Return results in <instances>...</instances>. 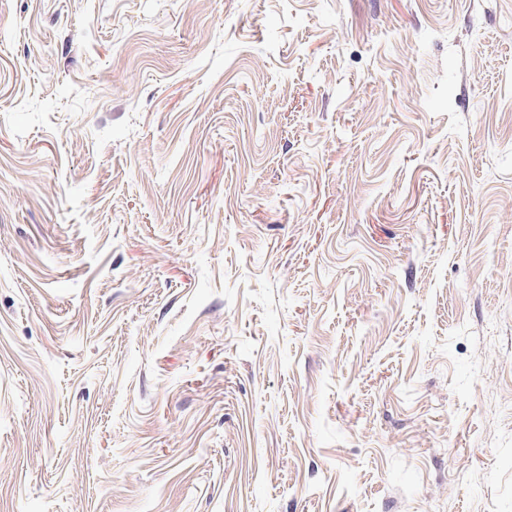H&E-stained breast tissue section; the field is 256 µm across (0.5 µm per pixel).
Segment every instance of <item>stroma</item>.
Listing matches in <instances>:
<instances>
[{
  "label": "stroma",
  "mask_w": 512,
  "mask_h": 512,
  "mask_svg": "<svg viewBox=\"0 0 512 512\" xmlns=\"http://www.w3.org/2000/svg\"><path fill=\"white\" fill-rule=\"evenodd\" d=\"M0 512H512V0H0Z\"/></svg>",
  "instance_id": "obj_1"
}]
</instances>
